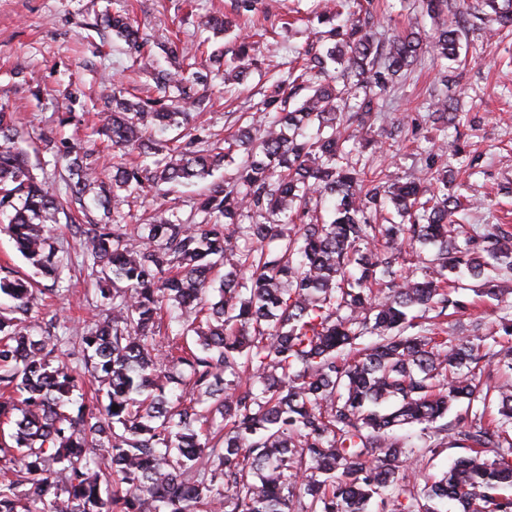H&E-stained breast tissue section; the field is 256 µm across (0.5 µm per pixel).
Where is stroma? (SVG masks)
Returning <instances> with one entry per match:
<instances>
[{
	"label": "stroma",
	"instance_id": "1",
	"mask_svg": "<svg viewBox=\"0 0 512 512\" xmlns=\"http://www.w3.org/2000/svg\"><path fill=\"white\" fill-rule=\"evenodd\" d=\"M233 0H0V105L13 111L38 179L59 184L55 153L62 143L81 140L93 149L100 168L112 164V151L98 134L106 110L104 88L112 82L126 87L150 85L149 73L134 63L123 40L100 27L101 17L132 5V19L152 49L154 64L168 67L171 40L181 44L234 45L233 34L213 35L200 20L231 14ZM420 0H372L383 28L403 31L419 27L431 34L430 18ZM312 0H262L256 24L247 33L251 55L258 63L240 84L224 85L210 79L196 86L201 106L188 125L198 136H225L235 132L240 115L255 116L259 89L269 78H279L285 62L311 49L323 51L318 23L287 26L291 11L308 12ZM462 43L468 50L462 65H442L424 56L386 98L361 164L368 175H404L426 163L452 170L464 195L477 208L461 214L464 224L512 225V36L492 46L486 29L467 30ZM453 80L442 83L440 69ZM81 92L75 120L59 116L68 88ZM458 101V121L439 131L429 117L434 97ZM209 183V182H208ZM208 183L180 185L173 191L152 192L131 203L127 223H136L144 209L161 206L188 215ZM63 286L40 296L38 311L59 322H94L96 280L89 270L63 274Z\"/></svg>",
	"mask_w": 512,
	"mask_h": 512
}]
</instances>
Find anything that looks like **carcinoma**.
<instances>
[{
    "instance_id": "carcinoma-1",
    "label": "carcinoma",
    "mask_w": 512,
    "mask_h": 512,
    "mask_svg": "<svg viewBox=\"0 0 512 512\" xmlns=\"http://www.w3.org/2000/svg\"><path fill=\"white\" fill-rule=\"evenodd\" d=\"M435 24L377 41L361 4L338 23L331 0L315 6L330 44L315 66L288 62L260 101V123L224 139L188 131L164 144L153 130L187 123L196 101L197 52L169 49L175 70H153L159 97L134 100L112 87L101 134L112 172L97 173L75 141L62 152L63 187L34 177L13 114L0 108V222L28 264L56 286L71 261L48 235L60 216L100 211L76 226L81 264L101 274L105 318L81 335L82 365L69 338L34 310L35 283L0 278V512H512V384L493 381L492 362L512 368V348L475 317L453 331L447 317L469 303L452 297L449 275L483 280L479 292L512 309V226L456 214L473 202L413 174L375 182L360 165L383 96L431 53L458 61L465 28L512 31V0H423ZM102 23L144 59L128 13ZM226 82L251 73L250 44L233 64L208 55ZM178 99L165 103L169 89ZM299 90L304 98L292 105ZM436 120L456 118L448 99ZM153 154L150 164L133 160ZM241 155L231 184H217L186 219L155 209L125 223L123 206L165 184L201 180ZM325 197L334 218L321 215ZM418 262V270L398 265ZM224 269L219 280L212 272ZM499 271L488 280L486 271ZM179 329L159 349L164 316ZM175 383L185 395L173 400ZM465 400L470 416L448 422ZM494 403L499 418L490 420ZM118 411H112V406ZM420 427L425 446L391 436ZM450 446L459 456L441 476H410Z\"/></svg>"
}]
</instances>
